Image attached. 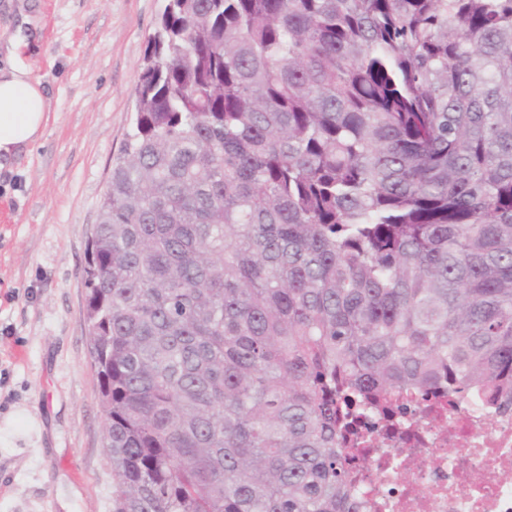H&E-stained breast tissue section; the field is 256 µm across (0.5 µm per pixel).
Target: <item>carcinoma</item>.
Returning <instances> with one entry per match:
<instances>
[{
    "instance_id": "carcinoma-1",
    "label": "carcinoma",
    "mask_w": 512,
    "mask_h": 512,
    "mask_svg": "<svg viewBox=\"0 0 512 512\" xmlns=\"http://www.w3.org/2000/svg\"><path fill=\"white\" fill-rule=\"evenodd\" d=\"M87 266L114 512H345L352 398L512 388V0H168Z\"/></svg>"
}]
</instances>
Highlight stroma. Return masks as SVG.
Returning a JSON list of instances; mask_svg holds the SVG:
<instances>
[{
  "label": "stroma",
  "mask_w": 512,
  "mask_h": 512,
  "mask_svg": "<svg viewBox=\"0 0 512 512\" xmlns=\"http://www.w3.org/2000/svg\"><path fill=\"white\" fill-rule=\"evenodd\" d=\"M165 5L35 0L41 40L22 54L49 120L32 154L0 171V512L113 510L87 251Z\"/></svg>",
  "instance_id": "obj_1"
}]
</instances>
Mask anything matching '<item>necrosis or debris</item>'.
Returning <instances> with one entry per match:
<instances>
[{
	"instance_id": "4bbe7bcc",
	"label": "necrosis or debris",
	"mask_w": 512,
	"mask_h": 512,
	"mask_svg": "<svg viewBox=\"0 0 512 512\" xmlns=\"http://www.w3.org/2000/svg\"><path fill=\"white\" fill-rule=\"evenodd\" d=\"M349 512H512V402L412 394L343 431Z\"/></svg>"
}]
</instances>
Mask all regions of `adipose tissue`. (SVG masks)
Listing matches in <instances>:
<instances>
[{
  "mask_svg": "<svg viewBox=\"0 0 512 512\" xmlns=\"http://www.w3.org/2000/svg\"><path fill=\"white\" fill-rule=\"evenodd\" d=\"M38 35L34 17L23 10L13 36L0 46V169L34 149L48 121L43 85L20 53Z\"/></svg>",
  "mask_w": 512,
  "mask_h": 512,
  "instance_id": "1",
  "label": "adipose tissue"
}]
</instances>
